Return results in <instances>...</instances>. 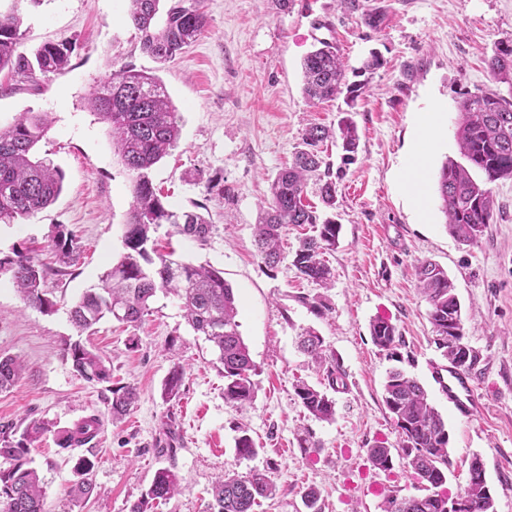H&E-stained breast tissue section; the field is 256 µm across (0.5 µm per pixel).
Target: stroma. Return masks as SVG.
<instances>
[{"label": "stroma", "mask_w": 512, "mask_h": 512, "mask_svg": "<svg viewBox=\"0 0 512 512\" xmlns=\"http://www.w3.org/2000/svg\"><path fill=\"white\" fill-rule=\"evenodd\" d=\"M356 10L339 0H294L278 10L274 0H204L208 25L180 57L157 63L140 47L125 0H22L24 38L32 53L47 43L72 47L69 66L29 82L0 73V126L24 112H45L47 135L35 157L63 174L55 202L32 217L0 224V257L31 248L48 268L45 286L58 301L46 314L24 305L9 271H0V357L19 358L25 372L0 390V426L24 428L43 421L47 432L32 443L30 465L40 476L47 512H73L67 492L73 464L56 445L59 431L95 415L100 425L90 446L96 459V493L74 512H129V505L170 468L185 488L155 512H207L215 480L227 470L264 472L275 486L255 512H308L303 495L319 492L321 512H383L385 496L420 495L407 467L383 385L394 360L371 341L370 322L389 319L401 336L403 368L426 389L448 424L445 488L456 492L480 458L494 494L495 512H512V180L492 185L493 217L476 244H460L448 231L436 193L442 164L459 159L456 128L462 93L507 92L487 67L498 41L512 39V0H359ZM381 8L378 30L362 22ZM336 41L348 68L370 53L384 65L367 77L354 108L343 99L318 102L303 92L301 63L316 40ZM131 66L161 78L180 113L177 146L151 171L174 209L206 206L212 223L207 241L157 227V244L176 258L211 265L239 300L240 333L259 368L257 393L243 408L224 399V378L208 342L186 324L180 300L157 294L151 313L132 328L111 318L77 333L69 309L98 284L123 251L131 177L112 147L107 127L87 105L93 86L113 69ZM437 131L425 171L426 211L410 200L405 173L427 115ZM356 125L359 147L344 161L341 142L327 140L323 156L338 173L336 208L341 231L323 258L335 274L324 289L302 278L292 264L310 225H291L281 238V260L266 266L254 242L270 198V184L291 162L304 130ZM223 184V194L207 190ZM75 239V264L57 272L50 248L56 230ZM442 266L462 305L464 341L477 360L479 408L460 418L433 379L445 360L432 342L430 306L417 286L416 267ZM324 304L316 312V304ZM322 336L346 385L333 391L334 420L320 421L298 402L293 386L328 382L322 367L298 347L306 330ZM81 338L112 366L110 383H89L62 359L65 339ZM184 371L177 397L163 394L174 366ZM131 384L139 400L113 421L111 387ZM248 433L258 449L237 458L235 440ZM392 451L383 471L367 460L368 448ZM174 447L175 455L164 452Z\"/></svg>", "instance_id": "35a3bbf8"}]
</instances>
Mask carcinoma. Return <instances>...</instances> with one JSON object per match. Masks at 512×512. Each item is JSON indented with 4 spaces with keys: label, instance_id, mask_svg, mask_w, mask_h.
I'll list each match as a JSON object with an SVG mask.
<instances>
[{
    "label": "carcinoma",
    "instance_id": "carcinoma-1",
    "mask_svg": "<svg viewBox=\"0 0 512 512\" xmlns=\"http://www.w3.org/2000/svg\"><path fill=\"white\" fill-rule=\"evenodd\" d=\"M128 19L141 34L143 52L160 63L174 59L194 43L207 26L200 0H173L162 24L155 23L159 0H128ZM23 16L18 7L0 13V71L7 69L30 81L38 75L59 72L68 65L72 47L47 43L29 56L20 51ZM488 66L499 82L512 88V41L497 43ZM303 92L311 100H332L347 93L354 103L366 88L364 83H346L347 65L336 44L319 40L301 64ZM90 109L106 124L112 144L131 175L133 203L126 224L125 252L105 273L97 286L87 289L69 310L70 321L80 332L91 329L105 316L136 327L150 312L157 292L178 297L184 318L192 330L204 337L216 354L224 374V400L243 407L253 402L257 391V367L239 331L238 303L233 288L224 280V271L210 265H194L173 258L174 252L160 253L151 234L162 224H174L179 233L204 242L212 224L195 211H175L151 179V169L173 149L180 138V117L164 83L156 76L130 66L111 73L93 88L88 97ZM457 139L466 164L446 160L437 177V195L446 217L448 231L465 244H474L483 235L493 216L494 198L488 184L512 179V92H467L458 106ZM50 129L48 113L23 112L6 128L0 127V222L35 215L52 204L63 189L61 169L30 157L33 147ZM333 137L331 130L312 125L305 129L292 162L274 178L270 200L254 236L258 253L266 265L280 262V239L290 224H310L318 234L304 239L295 251L292 264L303 278L321 286L333 285L332 269L322 259L323 251L336 245L340 225L321 217L305 203L310 177L321 182L320 196L327 209L336 207V180L320 155V143ZM339 137L346 156L357 152L356 125L348 120L339 124ZM484 179L478 180L473 172ZM52 251L59 262L73 260L76 246L71 235L62 231L52 238ZM8 269L12 281L27 306L47 314L56 311L57 302L43 288L46 270L34 262L27 248L0 258V270ZM418 288L430 305L434 343L449 363L468 369L476 356L463 340L448 337L463 331L460 301L447 271L431 261L416 269ZM374 345L397 356L400 336L395 324L376 318L370 324ZM300 347L313 362L327 365L329 386L344 383L338 365L327 358L323 339L313 332L300 336ZM61 356L87 381L108 382L111 364L99 353L79 341L66 340ZM22 365L14 357L0 358V390L13 386L21 377ZM183 372L176 366L165 383V395L178 394ZM108 410L112 420L120 421L138 401L135 387L111 389ZM294 393L307 413L321 421H331L336 402L326 392L298 381ZM384 404L398 428L401 448L424 494L397 500L389 497L384 512H448L447 482L449 434L447 423L430 403L427 391L403 370L389 373L383 393ZM99 419L92 415L76 422L59 438L61 449L69 451L87 445L95 436ZM46 431L38 420L30 421L21 434L0 430V456L10 467L0 470V512H45L44 491L37 471L30 467V445ZM239 458H251L257 448L250 436L242 434L235 446ZM372 467L387 470L392 466L391 449L375 446L367 450ZM95 461L86 455L75 458L76 480L68 491L73 506L91 497L95 490ZM183 486L169 468L158 470L152 483L132 503L129 512H153L154 505L179 494ZM274 491L273 484L260 471L246 475L226 473L212 486L209 512H253L260 497ZM456 497L470 503L469 512H494V496L488 486L483 464L474 459L466 485Z\"/></svg>",
    "mask_w": 512,
    "mask_h": 512
}]
</instances>
